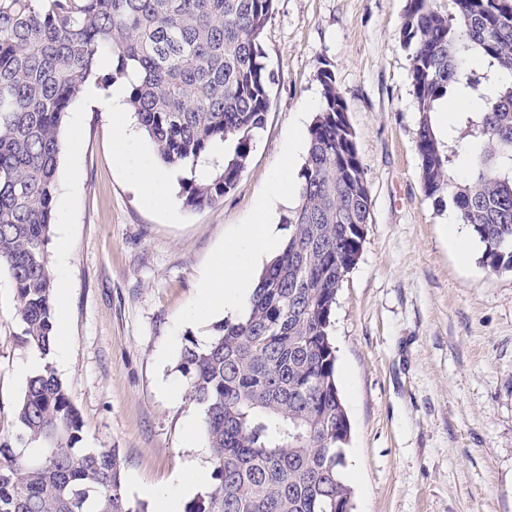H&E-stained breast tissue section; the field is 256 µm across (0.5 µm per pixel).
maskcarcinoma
Returning <instances> with one entry per match:
<instances>
[{
  "mask_svg": "<svg viewBox=\"0 0 512 512\" xmlns=\"http://www.w3.org/2000/svg\"><path fill=\"white\" fill-rule=\"evenodd\" d=\"M499 0H407L401 45L420 113L425 195L449 201L483 243L482 263L512 270V18ZM274 0H0V268L15 284L21 345L47 356L55 279L48 260L60 131L83 86L128 82V105L165 164L189 170L180 198L210 206L236 185L269 108L259 36ZM473 58L479 68L470 66ZM323 107L308 130L288 237L258 277L247 314L204 345L191 337L179 369L203 412L209 490L184 512H336L351 431L336 382L331 322L357 264L372 200L343 96L319 72ZM454 95L482 101L462 129L434 113ZM224 162L205 177L216 142ZM465 164L468 176L454 177ZM15 433L0 438V512H147L123 486L116 448L80 450L82 426L51 365L27 381Z\"/></svg>",
  "mask_w": 512,
  "mask_h": 512,
  "instance_id": "1",
  "label": "carcinoma"
}]
</instances>
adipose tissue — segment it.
Instances as JSON below:
<instances>
[{"instance_id":"1","label":"adipose tissue","mask_w":512,"mask_h":512,"mask_svg":"<svg viewBox=\"0 0 512 512\" xmlns=\"http://www.w3.org/2000/svg\"><path fill=\"white\" fill-rule=\"evenodd\" d=\"M302 121H295L281 161L273 171L262 200L249 224L239 228L211 261L209 276L203 281L190 313L192 319L206 322L218 314L237 315L247 306L257 285L254 271L261 259L279 250L283 238L269 219L271 206L288 204L295 194L293 162L302 150ZM137 136L128 123L119 121L113 128L116 156L145 198L152 202L165 200L167 186L176 177V169H168L151 158L135 157L129 152ZM209 469L204 457L192 460L168 485L153 493L156 512H182L183 506L201 483Z\"/></svg>"}]
</instances>
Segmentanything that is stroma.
<instances>
[{"label": "stroma", "instance_id": "35a3bbf8", "mask_svg": "<svg viewBox=\"0 0 512 512\" xmlns=\"http://www.w3.org/2000/svg\"><path fill=\"white\" fill-rule=\"evenodd\" d=\"M407 0H275L261 35L274 81L246 168L219 203L142 198L116 160L112 117L75 101L61 141L48 257L66 284L67 357L57 368L85 448L119 449L125 489L163 488L206 440L178 369L215 253L262 199L297 112L322 107L329 66L356 134L372 222L338 293L331 334L351 423L352 512H512V272L489 273L476 234L467 263L443 236L447 208L426 197L419 114L398 29ZM69 251L59 258L56 243ZM17 294L0 270V435L14 431L30 353ZM172 382L177 396L162 392Z\"/></svg>", "mask_w": 512, "mask_h": 512}]
</instances>
